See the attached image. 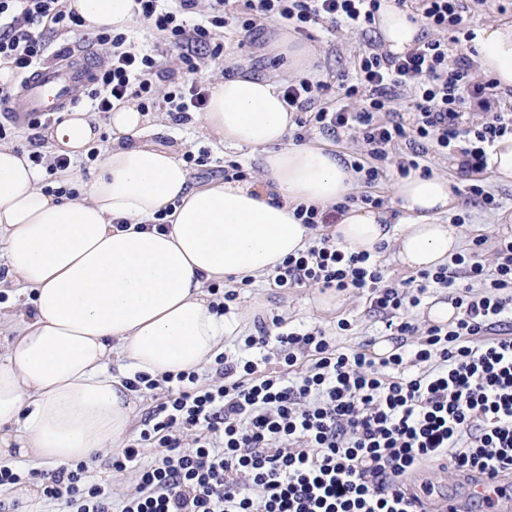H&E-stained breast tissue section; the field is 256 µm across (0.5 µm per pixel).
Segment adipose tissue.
Instances as JSON below:
<instances>
[{"label": "adipose tissue", "mask_w": 512, "mask_h": 512, "mask_svg": "<svg viewBox=\"0 0 512 512\" xmlns=\"http://www.w3.org/2000/svg\"><path fill=\"white\" fill-rule=\"evenodd\" d=\"M88 29L127 31L135 0H66ZM386 51L412 49L423 25L383 0L375 16ZM472 56L500 90L512 89V23L476 32ZM274 80L246 73L210 85L198 130L218 145L259 154L262 181L195 183L179 151L136 105L109 114L112 144L75 198L44 190L26 153L0 144V262L13 289L0 312V456L20 465L68 464L124 442L136 410L131 373L157 377L201 369L237 327L210 308L212 282L273 272L313 235L299 205L344 202L354 175L335 150L293 145L294 127ZM54 153L80 161L98 136L93 113L68 112L47 131ZM397 217L350 206L333 232L356 252L394 245L416 270L444 265L459 248L443 217L458 204L442 175L417 173L394 186ZM165 213L167 229L155 220ZM127 228H117V220ZM125 368L112 372L113 359Z\"/></svg>", "instance_id": "1"}]
</instances>
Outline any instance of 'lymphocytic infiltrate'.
<instances>
[{
	"mask_svg": "<svg viewBox=\"0 0 512 512\" xmlns=\"http://www.w3.org/2000/svg\"><path fill=\"white\" fill-rule=\"evenodd\" d=\"M136 2L139 19L179 48L191 76L201 57L223 60L222 32L249 36L267 21L305 36L322 23L363 32L381 7V0H244L238 13L228 11L229 0H208L206 16L195 22L198 0ZM485 3L418 0L436 38L401 56L368 44L340 84L336 106L317 104L326 84L286 81L283 101L297 115L295 141L314 128L355 132L362 152L346 166L367 185L391 172L429 175L423 159L432 152L455 157L469 194L496 208L480 176L487 147L512 133V108L501 103L494 81L454 52L460 40L474 39L466 21L473 6ZM83 27L63 0H0V61L23 78L44 64L46 33ZM95 40L110 46L111 55L89 93L94 110L109 112L130 96L144 111L165 104L176 122L205 110L208 88L191 78L171 81L157 96L159 54L105 29ZM346 209L297 207L296 218L317 236L305 251L288 255L270 281L281 289L368 295L395 340L391 352L373 355L365 343L346 351L322 329L300 332L277 316L257 318L244 343L263 350L261 360L218 354L206 381L194 371L128 379L140 395L164 392L139 433L112 456L113 469L134 472L133 492H115L82 462L43 473L0 464V488L40 479L44 501L59 512H422L402 479L425 464L499 481L512 476V331L502 326L503 315L512 313V240L499 243L488 265L486 240L475 236L452 267L397 284L380 260L327 233ZM432 286L448 289L459 316L421 328L408 313ZM189 433L190 449L183 444ZM145 448L156 451L148 465L141 461Z\"/></svg>",
	"mask_w": 512,
	"mask_h": 512,
	"instance_id": "f902f5d3",
	"label": "lymphocytic infiltrate"
}]
</instances>
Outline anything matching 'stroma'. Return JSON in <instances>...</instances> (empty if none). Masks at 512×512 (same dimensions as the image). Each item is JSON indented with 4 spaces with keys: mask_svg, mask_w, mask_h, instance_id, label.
Listing matches in <instances>:
<instances>
[{
    "mask_svg": "<svg viewBox=\"0 0 512 512\" xmlns=\"http://www.w3.org/2000/svg\"><path fill=\"white\" fill-rule=\"evenodd\" d=\"M284 30V25L275 22L265 24L253 36L244 39L229 37L224 62L202 60L197 79L208 84L215 77H229L239 69L246 68L252 75L283 81L287 75L285 59L274 54L270 44ZM378 37L379 33L374 28L365 33L345 28L333 32L321 27L313 28L306 44L317 54V80L331 87L323 98L326 105L335 104L334 89L341 76L352 70L360 50ZM154 141L161 146L178 147L183 153L203 156L202 164L190 167L195 181L206 182L223 177L225 171L235 165L242 167L248 181L263 178L256 157L245 151L213 145L196 127L174 124L168 134L155 136ZM426 163L433 172L447 177L457 190L459 204L456 211L467 217L466 223L460 228L462 243H469L475 235H483L487 240L483 259L485 263H492L496 243L504 236L512 237V221L504 223L500 220L501 212L512 214V187L497 184L492 175H485L486 186L500 203L499 209L486 210L470 203L466 183L459 175L455 161L432 153ZM319 295L320 291L316 288L279 290L270 287L264 278L257 284L240 289L237 299L229 305V311L237 315L240 327L234 336L225 339L224 354L238 355L245 337L254 331L255 320L265 315L280 316L289 327L324 329L345 350L371 338L379 343L384 342L382 317L371 307L366 295L352 291L340 293L338 304L330 308L319 307ZM342 318L350 322V330H338L337 322ZM471 483L470 476L437 464L423 466L406 480L408 488L423 497L428 512H433L438 500L445 495L468 501L471 512H478L480 504L471 498Z\"/></svg>",
    "mask_w": 512,
    "mask_h": 512,
    "instance_id": "35a3bbf8",
    "label": "stroma"
}]
</instances>
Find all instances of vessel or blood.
I'll list each match as a JSON object with an SVG mask.
<instances>
[{"mask_svg": "<svg viewBox=\"0 0 512 512\" xmlns=\"http://www.w3.org/2000/svg\"><path fill=\"white\" fill-rule=\"evenodd\" d=\"M93 74L94 59L87 53L63 65L36 68L20 84V119L51 117L77 108L93 83Z\"/></svg>", "mask_w": 512, "mask_h": 512, "instance_id": "1", "label": "vessel or blood"}]
</instances>
